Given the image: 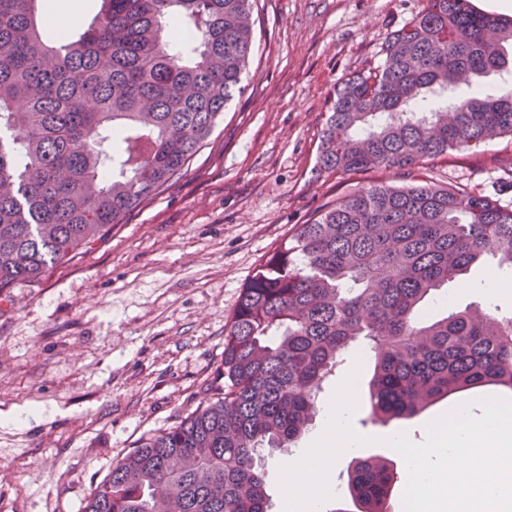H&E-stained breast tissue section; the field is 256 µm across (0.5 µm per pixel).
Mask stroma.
<instances>
[{"label": "stroma", "instance_id": "1", "mask_svg": "<svg viewBox=\"0 0 512 512\" xmlns=\"http://www.w3.org/2000/svg\"><path fill=\"white\" fill-rule=\"evenodd\" d=\"M423 0H258L257 50L182 175L91 249L0 292V512H80L112 463L224 385V327L242 288L297 225L395 171L317 165L337 84L378 66ZM441 185L512 207V136L428 164ZM494 260L450 283L433 314L472 304L512 313L482 286ZM512 398L487 386L403 426L415 443L460 404Z\"/></svg>", "mask_w": 512, "mask_h": 512}]
</instances>
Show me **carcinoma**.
<instances>
[{
	"instance_id": "obj_1",
	"label": "carcinoma",
	"mask_w": 512,
	"mask_h": 512,
	"mask_svg": "<svg viewBox=\"0 0 512 512\" xmlns=\"http://www.w3.org/2000/svg\"><path fill=\"white\" fill-rule=\"evenodd\" d=\"M39 0H0V291L102 238L198 152L254 49L253 0H101L54 32ZM512 18L425 0L383 62L336 89L318 148L328 173L398 170L299 225L242 289L224 328V387L116 462L81 512H270L257 455L311 424L343 356L374 359L368 420L407 421L484 386L512 389V316L481 307L425 323L422 306L491 256L512 270V208L420 176L428 160L512 136V90L438 98L506 68ZM394 461L358 458L357 512H391Z\"/></svg>"
}]
</instances>
